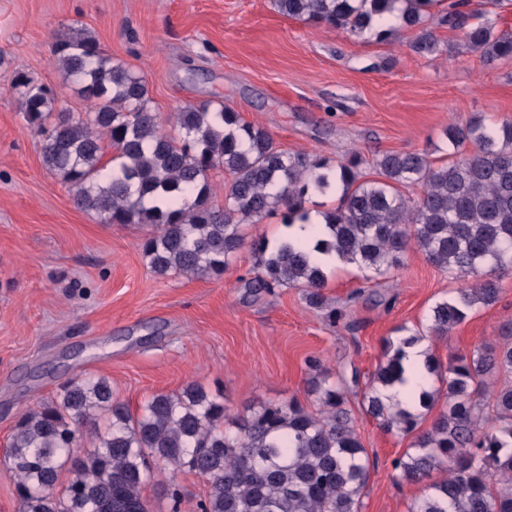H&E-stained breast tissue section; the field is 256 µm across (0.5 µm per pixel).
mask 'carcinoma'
Listing matches in <instances>:
<instances>
[{"label":"carcinoma","instance_id":"1","mask_svg":"<svg viewBox=\"0 0 512 512\" xmlns=\"http://www.w3.org/2000/svg\"><path fill=\"white\" fill-rule=\"evenodd\" d=\"M405 3L400 25L412 30V51L443 52L429 26L438 0H273L293 19L362 37L386 39L375 17ZM501 0H448L437 22L460 34L462 47L487 62L512 58V34L490 18ZM52 63L80 87L90 108L54 113L50 89L25 75L14 87L25 121L43 135L48 173L74 192L78 206L105 224H150L141 244L151 270L208 279L224 275L245 248L255 258L251 287L302 288L323 307L326 275L302 243L273 249L262 236L248 238L276 208L288 227L307 222L309 188L340 192L325 214L327 238L316 247L382 275L397 268L412 247L461 286L434 303L426 330L434 340L500 296L497 273L512 269V120L487 124L480 116L444 129L448 160L422 151H388L367 161L351 152L331 171L314 152L281 148L263 126L245 121L229 105L187 104L163 129L149 106L145 77L120 63L85 29L52 45ZM112 157L104 161L107 149ZM370 166L373 176L364 173ZM224 172V204L215 203L210 173ZM418 190L411 197L408 189ZM167 196L159 209L147 199ZM420 332L386 342L362 395L366 413L387 433L410 438L394 461L397 483L423 485L408 512H512V336L444 365L428 355L425 371L441 383L423 392L422 405L444 408L429 427L416 414L385 401L379 388L402 374L403 348ZM307 396L270 402L224 424V398L189 383L159 392L138 413L114 397L102 378H70L56 395L15 426L5 462L21 512H149L141 494L155 472L169 473L171 512H181L180 473L207 477L210 491L198 512H359L369 480V459L342 384L310 361ZM95 446L77 454L80 433L98 416ZM68 472L66 484L61 474ZM437 472L444 473L440 479Z\"/></svg>","mask_w":512,"mask_h":512}]
</instances>
